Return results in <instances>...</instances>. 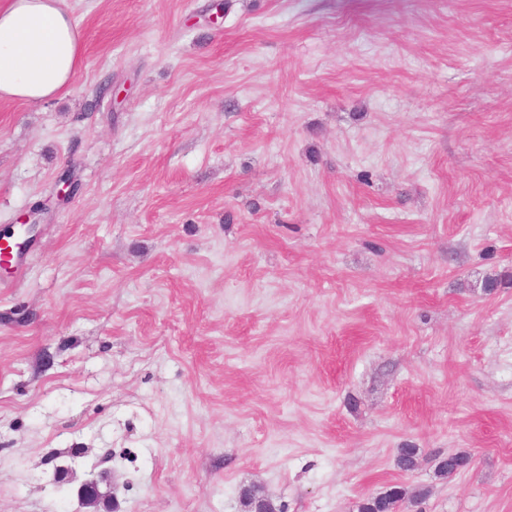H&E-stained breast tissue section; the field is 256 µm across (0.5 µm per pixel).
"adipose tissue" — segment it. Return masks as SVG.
<instances>
[{"label": "adipose tissue", "instance_id": "adipose-tissue-1", "mask_svg": "<svg viewBox=\"0 0 512 512\" xmlns=\"http://www.w3.org/2000/svg\"><path fill=\"white\" fill-rule=\"evenodd\" d=\"M83 45L61 0L0 5V101L39 103L62 94L81 63Z\"/></svg>", "mask_w": 512, "mask_h": 512}]
</instances>
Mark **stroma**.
<instances>
[{
    "label": "stroma",
    "mask_w": 512,
    "mask_h": 512,
    "mask_svg": "<svg viewBox=\"0 0 512 512\" xmlns=\"http://www.w3.org/2000/svg\"><path fill=\"white\" fill-rule=\"evenodd\" d=\"M217 2L63 0L0 104V512H512V0ZM61 0L0 5V101L39 103L62 94L81 63L83 45ZM470 463L468 456L455 453L438 458L435 475L440 479H450L465 470ZM406 489L399 485L390 487L384 494L368 498L359 512H392L406 497Z\"/></svg>",
    "instance_id": "1"
}]
</instances>
